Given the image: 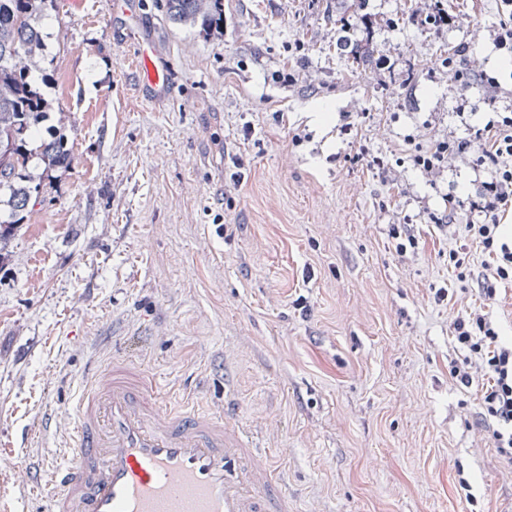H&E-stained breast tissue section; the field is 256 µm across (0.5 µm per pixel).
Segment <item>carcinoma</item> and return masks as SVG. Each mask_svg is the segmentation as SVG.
<instances>
[{"label":"carcinoma","instance_id":"obj_1","mask_svg":"<svg viewBox=\"0 0 512 512\" xmlns=\"http://www.w3.org/2000/svg\"><path fill=\"white\" fill-rule=\"evenodd\" d=\"M56 0H0V231L23 223L41 203L45 177L29 173L33 159L69 158L67 137L61 131L29 147L48 117V102L31 71L18 62L43 50L40 22ZM173 22L208 37L224 15V0H166Z\"/></svg>","mask_w":512,"mask_h":512}]
</instances>
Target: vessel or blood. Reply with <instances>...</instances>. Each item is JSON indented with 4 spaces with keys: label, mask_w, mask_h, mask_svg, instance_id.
Returning <instances> with one entry per match:
<instances>
[{
    "label": "vessel or blood",
    "mask_w": 512,
    "mask_h": 512,
    "mask_svg": "<svg viewBox=\"0 0 512 512\" xmlns=\"http://www.w3.org/2000/svg\"><path fill=\"white\" fill-rule=\"evenodd\" d=\"M141 95L169 88L153 45L137 47ZM71 427V456L19 471L21 486L52 488L49 512H288L269 459L220 411L161 406L157 381L116 356L89 364Z\"/></svg>",
    "instance_id": "vessel-or-blood-1"
}]
</instances>
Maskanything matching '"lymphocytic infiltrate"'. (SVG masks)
Listing matches in <instances>:
<instances>
[{"mask_svg":"<svg viewBox=\"0 0 512 512\" xmlns=\"http://www.w3.org/2000/svg\"><path fill=\"white\" fill-rule=\"evenodd\" d=\"M470 154L493 172L473 204L480 221L466 226L489 258V272L482 288L488 303L496 300L500 284L512 282V235H506L501 224L506 208L512 206V115L501 114L488 120L467 141H433L427 148L415 150L411 160L424 176L434 178L444 172L449 160ZM453 336L458 349L466 351L467 356L453 365L451 374L465 386L477 378L486 379L482 404L496 424L494 445L512 458V338L502 336L485 306L458 309Z\"/></svg>","mask_w":512,"mask_h":512,"instance_id":"1","label":"lymphocytic infiltrate"}]
</instances>
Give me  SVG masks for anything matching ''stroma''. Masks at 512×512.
I'll return each instance as SVG.
<instances>
[{
	"label": "stroma",
	"instance_id": "1",
	"mask_svg": "<svg viewBox=\"0 0 512 512\" xmlns=\"http://www.w3.org/2000/svg\"><path fill=\"white\" fill-rule=\"evenodd\" d=\"M349 2L224 0L215 39L170 21L165 0H136L134 20L56 0L31 69L70 161L0 238V512H47L48 490L25 492L14 465L68 457L86 366L111 361L115 330L134 337L126 351L161 404L225 407L250 426L298 512H512L481 385L450 373L457 307L435 298L483 303L482 248L428 219L491 173L455 160L433 185L410 161L416 138H469L512 113V58L490 39L499 2L447 0L471 23L437 35L400 21L423 0H365L395 20L374 38L393 64L381 85L336 49ZM138 40L172 74L150 104ZM464 43L496 71L495 105L448 80ZM363 142L383 168L357 160ZM234 156L245 178L228 192ZM393 224L417 241L406 254Z\"/></svg>",
	"mask_w": 512,
	"mask_h": 512
}]
</instances>
